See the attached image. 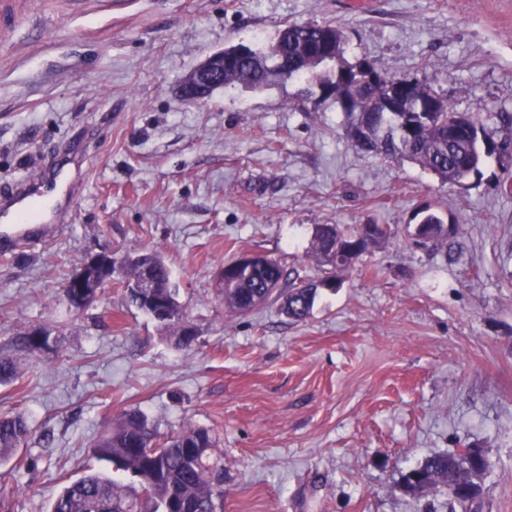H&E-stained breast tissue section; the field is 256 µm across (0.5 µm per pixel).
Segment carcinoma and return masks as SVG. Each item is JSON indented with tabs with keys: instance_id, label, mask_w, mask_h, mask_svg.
I'll list each match as a JSON object with an SVG mask.
<instances>
[{
	"instance_id": "obj_1",
	"label": "carcinoma",
	"mask_w": 512,
	"mask_h": 512,
	"mask_svg": "<svg viewBox=\"0 0 512 512\" xmlns=\"http://www.w3.org/2000/svg\"><path fill=\"white\" fill-rule=\"evenodd\" d=\"M344 28L327 23H289L281 28L268 51L224 47V57L233 59L224 69V86L260 88L273 79H309L320 94L333 97L347 118V135L365 152L401 156L436 175L442 183L455 185L480 173L484 160L500 156L495 131L480 114L457 111L447 97L428 80H412L389 74L378 62L363 57L354 62L345 57ZM359 226H316L312 257L335 270L353 267L360 257L382 245L390 229L372 225L364 240ZM441 213L422 212L412 234L418 246L451 245ZM128 302L155 320L166 339L178 348H189L196 337L186 334L184 309L171 280L168 265L156 252H134L119 269ZM105 276L87 273L80 287L77 276L66 282L64 297L69 307L80 310L97 295ZM221 296L230 312L243 315L275 299L280 310L294 322L306 320L319 290L317 283L295 284L285 277L280 264L260 260L251 268L222 279ZM61 338L41 327H31L12 338L14 351L37 355L58 349ZM22 379L20 366L10 355H0V385ZM32 437L28 419L20 414L0 416V465L12 464L18 471L29 466L19 455ZM96 457L138 478L139 488L120 479L90 471L70 482L51 502L47 512H220L224 503V468L221 451L209 429L188 425L164 435L139 410H129L109 423L94 444ZM492 465L487 457L475 461L465 451L429 456L403 476V489L414 495L420 489L447 495L448 512H485L483 493L472 497L450 491L485 481Z\"/></svg>"
}]
</instances>
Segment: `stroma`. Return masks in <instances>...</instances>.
<instances>
[{
    "label": "stroma",
    "mask_w": 512,
    "mask_h": 512,
    "mask_svg": "<svg viewBox=\"0 0 512 512\" xmlns=\"http://www.w3.org/2000/svg\"><path fill=\"white\" fill-rule=\"evenodd\" d=\"M341 24L348 59L434 82L512 138V0H52L0 50V185L68 144L81 190L66 224L0 256V354L32 326L60 353L25 357L0 413L33 429L29 470L0 466V512H47L62 486L107 470L93 445L138 409L160 433L200 425L224 454V512H444L407 495L425 457L483 449L488 512H512V166L441 183L355 148L334 99L304 83L180 85L230 43L269 46L288 23ZM454 219L451 251L412 245L418 213ZM384 224L389 239L294 323L218 293L225 264L276 259L312 283L315 228ZM163 254L197 340L175 347L119 281L80 312L63 297L90 254Z\"/></svg>",
    "instance_id": "1"
}]
</instances>
